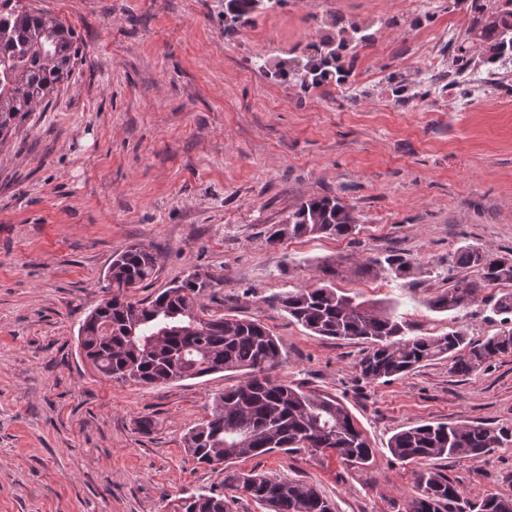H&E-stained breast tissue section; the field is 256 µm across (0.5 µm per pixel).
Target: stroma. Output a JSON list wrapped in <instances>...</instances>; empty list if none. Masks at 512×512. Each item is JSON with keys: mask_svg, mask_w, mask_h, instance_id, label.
Returning <instances> with one entry per match:
<instances>
[{"mask_svg": "<svg viewBox=\"0 0 512 512\" xmlns=\"http://www.w3.org/2000/svg\"><path fill=\"white\" fill-rule=\"evenodd\" d=\"M71 27L82 54L59 95L0 146V512H172L165 498L221 488L224 474L182 437L238 376L142 387L98 373L79 325L106 296L112 256L158 255L144 299L197 271L218 313L258 319L285 356L276 377L338 397L372 449L363 466L333 454L272 452L235 469L313 485L336 512H408L422 471L463 500L512 497V448L475 458L401 462L402 429L470 423L512 429V355L466 376L431 361L387 382L359 375L363 341L317 336L278 298L343 260L337 293L390 307L407 336L500 329L475 303L436 312L448 257L475 245L512 252V81L435 84L456 67L470 23L456 0H283L224 24L228 0H25ZM360 23L366 43L339 51L343 83L304 84L317 41ZM296 69L281 78L267 58ZM339 198L356 229L270 243L302 201ZM400 252L405 279L354 265ZM151 427L141 430L142 420Z\"/></svg>", "mask_w": 512, "mask_h": 512, "instance_id": "35a3bbf8", "label": "stroma"}]
</instances>
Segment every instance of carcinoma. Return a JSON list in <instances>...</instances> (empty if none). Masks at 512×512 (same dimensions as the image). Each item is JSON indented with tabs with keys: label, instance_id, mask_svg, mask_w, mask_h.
I'll use <instances>...</instances> for the list:
<instances>
[{
	"label": "carcinoma",
	"instance_id": "cac0c4a2",
	"mask_svg": "<svg viewBox=\"0 0 512 512\" xmlns=\"http://www.w3.org/2000/svg\"><path fill=\"white\" fill-rule=\"evenodd\" d=\"M261 0H230L234 20L249 16ZM512 69V0L491 7L471 0L470 24L457 42L456 76L471 69L474 46ZM79 53L71 28L57 18L30 8L22 0H0V139L6 140L32 112L57 95ZM351 212L337 199L310 198L295 208L288 223L269 230L272 243L285 237L325 234L345 237L355 231ZM449 265L475 269L479 281L465 279L444 290L429 307L457 310L475 300L478 289L512 282V254H494L482 247H463ZM158 258L133 244L112 258L108 295L82 320L79 344L96 370L116 381L141 386L170 384L218 372H239L242 380L213 396L211 413L183 436L185 451L199 464L226 472L228 496L210 489L178 498L174 512H233L246 498L270 512H335L334 504L315 487L293 479L268 477L252 470L228 471L242 458L274 451L334 452L365 465L373 449L356 426L350 410L335 396L305 391L271 375L283 362L279 339L258 319H240L211 310L212 281L194 272L140 301L129 292L153 281ZM410 258L390 254L369 257L354 271L408 277ZM502 328L480 343L457 327L442 336L408 338L394 312L355 302L327 285L284 293L281 308L314 334L360 339L368 344L359 362L368 380L403 377L424 362L448 360L450 369L469 375L498 356L512 355V291L490 299ZM512 447V430L472 424H421L403 429L388 441L397 460L468 458ZM420 493L409 512H459L460 493L448 476L426 470L419 475ZM469 512H512V498L488 494Z\"/></svg>",
	"mask_w": 512,
	"mask_h": 512
}]
</instances>
